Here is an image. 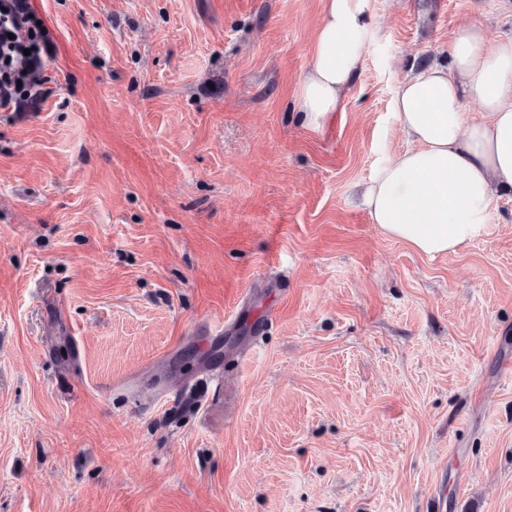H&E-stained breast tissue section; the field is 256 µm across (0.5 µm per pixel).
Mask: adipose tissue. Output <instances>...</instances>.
Here are the masks:
<instances>
[{"instance_id": "adipose-tissue-1", "label": "adipose tissue", "mask_w": 512, "mask_h": 512, "mask_svg": "<svg viewBox=\"0 0 512 512\" xmlns=\"http://www.w3.org/2000/svg\"><path fill=\"white\" fill-rule=\"evenodd\" d=\"M372 13L373 0H323L295 102L306 128L343 109ZM471 100L481 120H467ZM394 110L412 146L367 185L371 221L427 257L456 253L483 231L496 192L512 188V37L489 40L479 23L458 28L449 67L408 75Z\"/></svg>"}]
</instances>
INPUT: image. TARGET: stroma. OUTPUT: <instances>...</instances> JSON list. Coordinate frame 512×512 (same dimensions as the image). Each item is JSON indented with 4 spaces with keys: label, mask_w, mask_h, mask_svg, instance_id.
Here are the masks:
<instances>
[{
    "label": "stroma",
    "mask_w": 512,
    "mask_h": 512,
    "mask_svg": "<svg viewBox=\"0 0 512 512\" xmlns=\"http://www.w3.org/2000/svg\"><path fill=\"white\" fill-rule=\"evenodd\" d=\"M0 109V512H512V190L429 258L358 188L403 76L512 0H374L324 131L322 0H30ZM30 3L27 0H0V106L12 105L15 112H25L37 106L46 92L32 88L25 100H15L14 86L23 73L31 74L41 65L37 40L47 41V35L37 25ZM34 32L36 49L31 50L30 34ZM12 33L14 39H9ZM28 45L30 47H28ZM29 49L25 56L23 50Z\"/></svg>",
    "instance_id": "obj_1"
}]
</instances>
